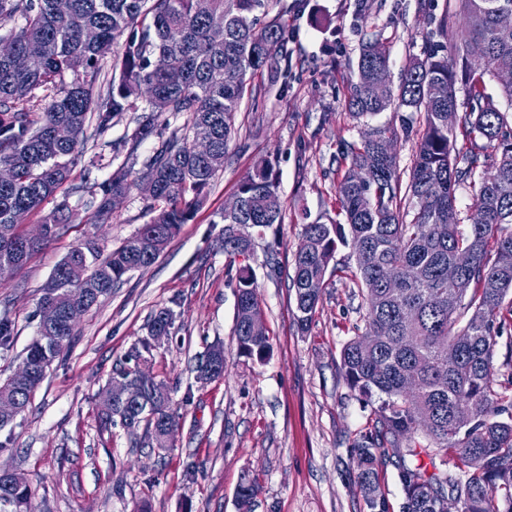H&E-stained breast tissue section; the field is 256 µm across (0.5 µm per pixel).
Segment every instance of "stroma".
<instances>
[{"label": "stroma", "mask_w": 512, "mask_h": 512, "mask_svg": "<svg viewBox=\"0 0 512 512\" xmlns=\"http://www.w3.org/2000/svg\"><path fill=\"white\" fill-rule=\"evenodd\" d=\"M358 0H265L292 34L286 83L262 85L259 109L242 108L237 131L205 205L181 225L149 268L131 273L76 324L77 334L36 390L28 410L0 430V469L29 482L33 512H240L238 493L253 483L252 512H369L353 485L354 445L372 427L384 397H366L347 384L343 345L363 325L365 305L351 279L352 250L338 246L334 267L307 330L295 321L289 288L304 227L335 220L341 145L360 142L376 126L395 129L399 172L408 176L421 123L404 131L399 113L355 117L346 107L362 41L377 37L389 56L392 84L410 61L438 38L442 15L460 14L458 0H368L355 25ZM330 19L325 33L319 19ZM275 161L283 223L255 238L249 256L229 259L218 247L223 225L214 221L254 164ZM117 166L111 148L87 147L74 169L71 218L26 265L0 277V316L14 325L0 347V380L20 365L39 324L43 284L69 251L95 238L106 251L119 247L149 221L147 200L132 188L107 223L95 224L84 201L86 179L103 180ZM250 266L256 275L264 324L273 347L258 363L237 352L233 336V277ZM173 310L168 341L144 352L140 368L174 388L179 425L166 448H137L122 426H104L99 395L113 368L148 335L154 314ZM503 330L494 361V389L512 401V305L503 304ZM223 344V378H196L199 358Z\"/></svg>", "instance_id": "1"}]
</instances>
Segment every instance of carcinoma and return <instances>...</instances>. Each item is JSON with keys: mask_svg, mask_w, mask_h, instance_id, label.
Returning a JSON list of instances; mask_svg holds the SVG:
<instances>
[{"mask_svg": "<svg viewBox=\"0 0 512 512\" xmlns=\"http://www.w3.org/2000/svg\"><path fill=\"white\" fill-rule=\"evenodd\" d=\"M196 2L70 0L61 12L56 0H0V26L14 23L0 35L10 43V51L0 55V168L11 173L0 183V272L22 268L57 236L68 201L62 199L43 217L38 239L20 230L17 214L38 212L66 192L87 143L103 139L128 112L135 113V128L112 143V153L124 155V161L109 178L87 186L85 207L94 223L103 224L112 215V196L127 194L137 180L155 183L149 222L107 254L92 238L73 248L43 285L38 309L68 296L86 312L128 273L155 263L180 226L194 219L224 170L234 114L245 100L258 109L262 89L254 79L266 73L275 83L288 76L290 31L277 17L255 16L263 0H210L205 12ZM461 5L468 24L456 27L442 16L439 40L409 62L395 88L384 45L376 38L363 44L347 107L357 116L402 112L406 131L414 116L423 119L409 181L402 184L397 156L379 150L378 141L395 138V131L377 127L360 144L345 145L347 170L337 184L342 219L305 225L290 278L296 322L304 328L338 245L353 250V277L366 313L363 332L341 350V367L351 388L385 395L373 428L355 444L356 487L370 512H386L373 464L390 454L400 461L403 512H441L449 497L458 512H512V415L499 419L512 404L493 390L500 332L495 318L512 295V119L486 93V79L512 71V28L499 24L501 12H512V0H461ZM32 42L42 45L41 55H28ZM476 42L486 47L481 70L468 58ZM117 44L120 52L100 89L101 61ZM459 79L468 102L450 125ZM180 114L187 117L183 127L162 131L168 117ZM60 125L71 129L66 141L54 135ZM152 136L157 138L152 154L140 157L142 143ZM460 187L472 190L478 211L465 229L455 205ZM235 197L237 211H222L218 220L224 225L220 248L230 259L251 250L252 236L243 228L282 223L273 160L257 162ZM454 264L463 273L450 282L448 266ZM388 269L402 278L397 292L382 284ZM236 295L238 353L263 363L272 345L267 331H251L262 310L256 279L247 269L238 273ZM173 324V312L160 309L149 337L169 338ZM74 336L68 322L52 328L39 324L22 364L0 383V390L20 395L17 411L0 417V429L25 412ZM144 350L149 347L143 339L115 368L117 376L141 381L142 404L100 402L102 421L117 420L140 433L141 448L154 446L159 432L174 430L179 420L171 387L127 367ZM224 364V348L211 346L196 366L197 380L221 377ZM408 379L417 383L410 396L403 393ZM471 401L482 405V413L466 419L463 408ZM419 434L432 448L436 472L431 475L419 464H405V457L427 452L417 449ZM450 454L454 474L448 473ZM31 494L30 486H11L0 476V512H27Z\"/></svg>", "mask_w": 512, "mask_h": 512, "instance_id": "carcinoma-1", "label": "carcinoma"}]
</instances>
